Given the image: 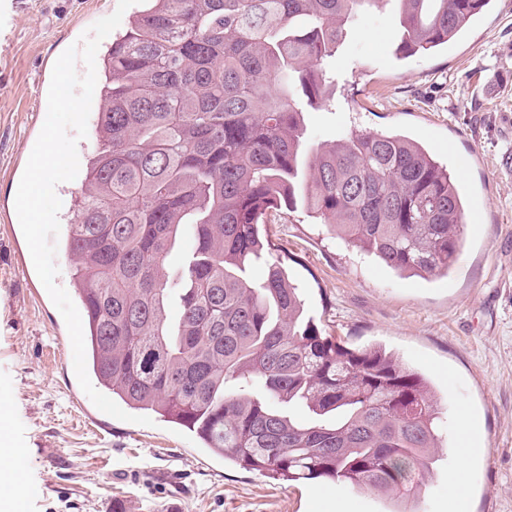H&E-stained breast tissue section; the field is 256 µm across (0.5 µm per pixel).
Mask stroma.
I'll use <instances>...</instances> for the list:
<instances>
[{"instance_id":"stroma-1","label":"stroma","mask_w":512,"mask_h":512,"mask_svg":"<svg viewBox=\"0 0 512 512\" xmlns=\"http://www.w3.org/2000/svg\"><path fill=\"white\" fill-rule=\"evenodd\" d=\"M118 0H0V397L27 483L24 512H388L327 480L288 483L210 453L162 417L144 426L81 389L64 319L39 280L15 209L57 58ZM398 0L355 14L322 68L329 95L303 105V161L353 133L402 132L448 163L477 219L448 274L402 276L333 237L303 206L264 222L310 317L351 348L383 346L433 384L443 446L421 512H453L466 469L471 512H512V7L494 0L458 40L397 47ZM477 454L462 458L461 412Z\"/></svg>"}]
</instances>
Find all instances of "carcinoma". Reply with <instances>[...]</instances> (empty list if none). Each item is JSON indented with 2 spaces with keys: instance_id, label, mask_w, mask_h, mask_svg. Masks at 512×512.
<instances>
[{
  "instance_id": "1",
  "label": "carcinoma",
  "mask_w": 512,
  "mask_h": 512,
  "mask_svg": "<svg viewBox=\"0 0 512 512\" xmlns=\"http://www.w3.org/2000/svg\"><path fill=\"white\" fill-rule=\"evenodd\" d=\"M107 46L97 147L61 246L75 262L88 367L112 399L193 433L244 469L327 479L418 512L440 448L428 381L380 348L303 317L264 238L269 210L307 208L328 232L409 276L454 265L465 199L425 147L391 132L316 149L299 182L303 112L352 14L379 0H148ZM401 50L430 53L490 0H400ZM196 247L167 320L166 256ZM261 264L255 283L248 268ZM288 411H283V408ZM302 407L305 423L289 411Z\"/></svg>"
}]
</instances>
